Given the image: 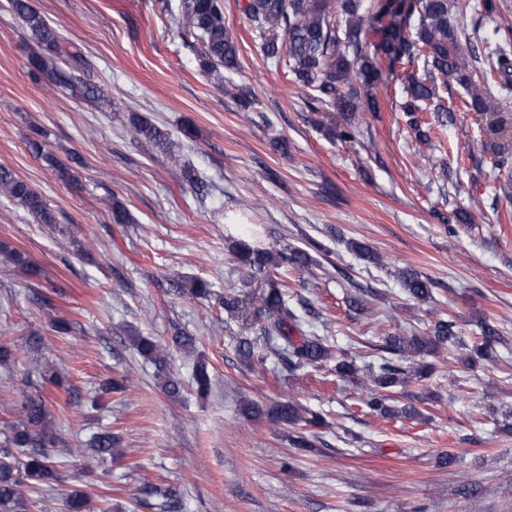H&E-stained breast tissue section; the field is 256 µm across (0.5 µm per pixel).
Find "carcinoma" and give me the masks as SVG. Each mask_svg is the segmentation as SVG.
<instances>
[{
    "mask_svg": "<svg viewBox=\"0 0 512 512\" xmlns=\"http://www.w3.org/2000/svg\"><path fill=\"white\" fill-rule=\"evenodd\" d=\"M366 0H244L241 11L250 30L260 42L264 57L284 64L293 80L306 88L310 111L321 114L319 126L330 140H346L354 136V115L362 107L375 112L376 98L371 86L380 76L381 62L390 71L402 75L400 110L407 124L429 154L421 155L432 161L441 145L432 143L430 130L422 128V113L433 114L441 126L448 125V113L455 111L448 105V80H454L464 91L460 107L464 111L497 113L500 102L493 92L512 91V30L499 31L495 27L489 36L469 43V52L476 65L471 66L463 55V30L451 19V8L459 0H410L407 11L399 22L384 23L391 14V4L382 3L375 12L365 5ZM10 8L31 32L28 63L31 79H44L64 86L78 98H95L101 90L79 76L57 67L56 60L64 57L78 68L82 58L66 50L63 39L47 20L32 6L30 0H10ZM182 36L192 39L197 46L196 60L204 74L223 69H239V48L224 25V0H182V14L178 19ZM130 123L139 135L154 148L173 152L180 142L170 132L149 117L133 113ZM0 194L24 208L39 224L57 223L54 210L45 197L11 169L0 165ZM320 251L323 246L311 240L308 249H291L274 253L251 238L232 241L231 251L246 275L259 284V307L256 315L264 320L260 336L265 345H276L275 353L284 367L295 370L315 367L334 358L327 339L309 336L302 328L303 316L290 306L288 300V272L309 266L313 258L309 250ZM4 262L13 263L36 273L28 258L20 251L0 247ZM400 281L410 297L428 302L433 298L434 281L420 273L405 269ZM178 292L193 299L209 301L211 284L202 279L185 280L177 285ZM499 330L490 323L480 326V334L472 345L475 357H482L501 343ZM133 347L147 362L161 373L164 393L175 398L181 393V383L166 374L168 353L154 339L131 337ZM460 344L456 324L450 319L438 318L430 322L425 336H388L379 350L378 373L372 376V385L364 404L370 411L384 417L402 414L406 417L417 410L405 406L397 411L387 405L389 391L406 384L408 368L403 357L407 352L427 354L448 345ZM238 352L247 363L262 362L265 355L257 351V342H240ZM336 359V358H334ZM336 376L349 377L356 365L338 358ZM303 408L293 401H278L266 409L257 403L244 405V412L253 417L268 416L282 425H291L302 419ZM20 422L14 425L0 449L12 462H0V512H28L29 505L20 493L23 482L42 481L53 475L54 437L47 427L48 412L39 396L25 395L19 405ZM292 455L283 461L291 467L295 456L314 448L308 436L299 432L290 438ZM90 447L97 457L112 455L115 442L109 432L92 436ZM136 503L155 512H179L180 502L171 489L162 484L144 482L134 493ZM90 495L75 489L65 501L66 512H91Z\"/></svg>",
    "mask_w": 512,
    "mask_h": 512,
    "instance_id": "cac0c4a2",
    "label": "carcinoma"
}]
</instances>
